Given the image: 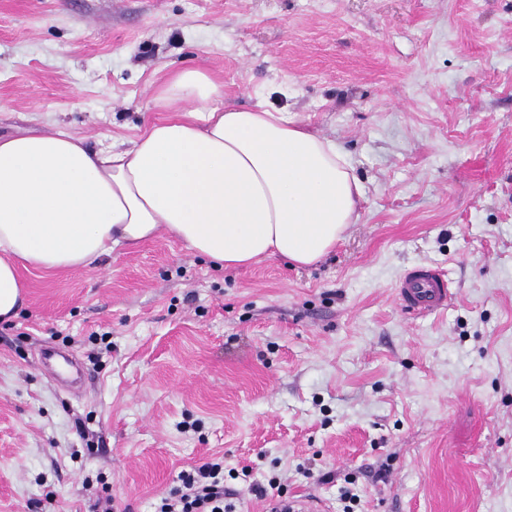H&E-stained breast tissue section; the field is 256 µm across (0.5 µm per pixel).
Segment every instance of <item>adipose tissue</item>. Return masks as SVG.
Returning <instances> with one entry per match:
<instances>
[{
    "instance_id": "adipose-tissue-1",
    "label": "adipose tissue",
    "mask_w": 512,
    "mask_h": 512,
    "mask_svg": "<svg viewBox=\"0 0 512 512\" xmlns=\"http://www.w3.org/2000/svg\"><path fill=\"white\" fill-rule=\"evenodd\" d=\"M223 96L184 69L157 89L165 119L127 147L64 131L0 137V321L23 302L21 269L91 271L162 236L223 268L308 266L335 247L362 195L347 156L289 113Z\"/></svg>"
}]
</instances>
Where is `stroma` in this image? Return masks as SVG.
Instances as JSON below:
<instances>
[{
	"label": "stroma",
	"instance_id": "stroma-1",
	"mask_svg": "<svg viewBox=\"0 0 512 512\" xmlns=\"http://www.w3.org/2000/svg\"><path fill=\"white\" fill-rule=\"evenodd\" d=\"M186 68L336 140L357 220L308 268L162 237L23 270L0 512H152L219 456L331 512L348 478L360 512H512V0H0L1 136L122 144ZM418 265L446 309L402 308Z\"/></svg>",
	"mask_w": 512,
	"mask_h": 512
}]
</instances>
